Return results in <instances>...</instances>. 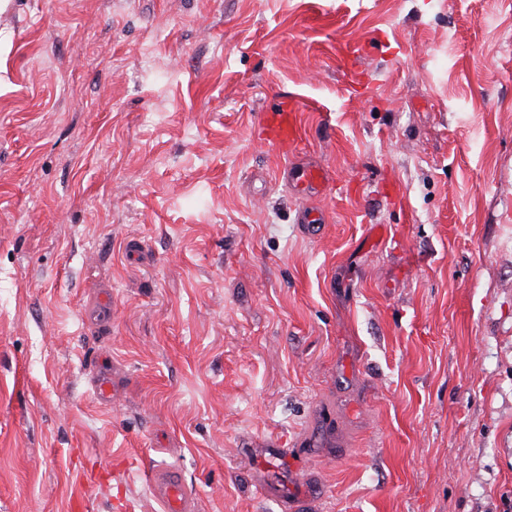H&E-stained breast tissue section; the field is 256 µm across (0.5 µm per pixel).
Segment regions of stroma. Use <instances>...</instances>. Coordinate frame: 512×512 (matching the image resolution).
I'll list each match as a JSON object with an SVG mask.
<instances>
[{
    "label": "stroma",
    "instance_id": "stroma-1",
    "mask_svg": "<svg viewBox=\"0 0 512 512\" xmlns=\"http://www.w3.org/2000/svg\"><path fill=\"white\" fill-rule=\"evenodd\" d=\"M160 466L198 512H512V0L0 12V512H161ZM270 141L276 145H288L297 139L295 115L288 110L278 112L266 123Z\"/></svg>",
    "mask_w": 512,
    "mask_h": 512
}]
</instances>
